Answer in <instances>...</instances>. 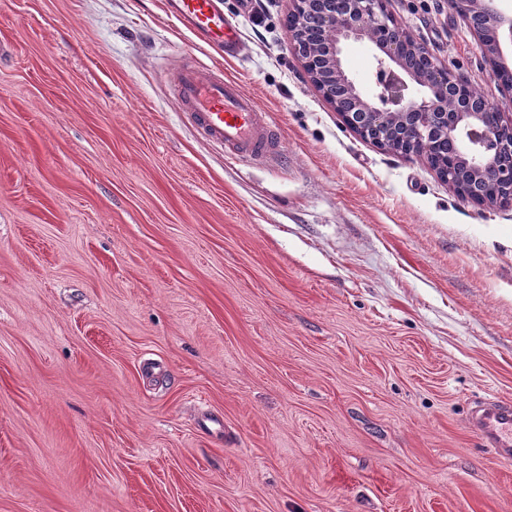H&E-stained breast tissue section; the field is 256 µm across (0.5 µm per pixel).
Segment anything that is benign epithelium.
<instances>
[{
    "label": "benign epithelium",
    "instance_id": "7a95c632",
    "mask_svg": "<svg viewBox=\"0 0 512 512\" xmlns=\"http://www.w3.org/2000/svg\"><path fill=\"white\" fill-rule=\"evenodd\" d=\"M465 22L481 13L495 43L479 50L497 67L502 46L512 44V14L500 12L495 0H451ZM288 14L297 23L288 29V44L321 97L362 140L383 153L405 159H430L431 141L460 147V176L477 182L486 171L497 177L499 190L469 196L466 182L448 188L481 208L512 207V118L491 110L488 99L476 100L467 84L409 31H391L397 22L386 0H290ZM352 42L367 46L375 60L377 92L367 95L345 70L342 54ZM458 105L448 111V87Z\"/></svg>",
    "mask_w": 512,
    "mask_h": 512
}]
</instances>
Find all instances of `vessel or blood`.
Returning <instances> with one entry per match:
<instances>
[{
  "label": "vessel or blood",
  "instance_id": "obj_1",
  "mask_svg": "<svg viewBox=\"0 0 512 512\" xmlns=\"http://www.w3.org/2000/svg\"><path fill=\"white\" fill-rule=\"evenodd\" d=\"M167 8L225 57L241 52L238 30L225 21L216 0H167ZM174 82L183 117L205 140L223 147L233 158L255 164L278 158L282 139L279 127L239 82L205 64L179 68ZM470 424L498 456L512 457L511 403L493 399L477 402Z\"/></svg>",
  "mask_w": 512,
  "mask_h": 512
}]
</instances>
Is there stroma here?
I'll list each match as a JSON object with an SVG mask.
<instances>
[{"label":"stroma","mask_w":512,"mask_h":512,"mask_svg":"<svg viewBox=\"0 0 512 512\" xmlns=\"http://www.w3.org/2000/svg\"><path fill=\"white\" fill-rule=\"evenodd\" d=\"M222 59L164 0H0V512H512L471 430L512 402V208L347 127L287 0H221ZM389 9L512 115L445 0ZM223 70L271 167L181 116ZM174 82L180 112L205 140L255 164L278 158L279 127L239 82L205 64L182 66Z\"/></svg>","instance_id":"obj_1"}]
</instances>
